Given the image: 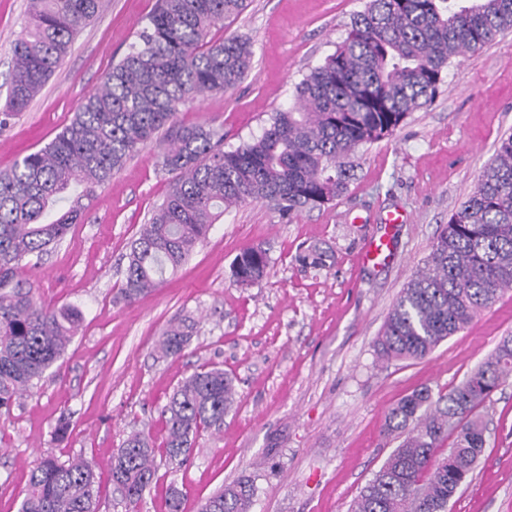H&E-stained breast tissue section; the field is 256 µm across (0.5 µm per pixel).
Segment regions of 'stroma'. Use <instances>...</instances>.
I'll use <instances>...</instances> for the list:
<instances>
[{"mask_svg": "<svg viewBox=\"0 0 512 512\" xmlns=\"http://www.w3.org/2000/svg\"><path fill=\"white\" fill-rule=\"evenodd\" d=\"M367 0H249L224 32L251 41L241 84L183 107L177 124L216 120L224 147L260 135L288 107L296 84L348 35ZM156 0H103L69 55L27 109L0 129V170L50 142L81 99L135 42ZM29 0H0V106L13 41ZM512 131V32L456 58L434 102L412 112L392 137L361 147L347 192L292 220L262 203L225 212L207 241L160 288L118 299L125 256L172 181L150 143L84 203L83 218L40 265L25 267L38 297L77 306L83 323L60 370L11 410L0 411V512H18L40 457L82 455L96 466L98 512H167L170 487L197 512L220 486L251 477L250 512H348L398 441L388 411L421 387L445 393L512 333V291L422 360L379 362L374 342L400 291L423 267L440 227L473 191L499 138ZM405 220L387 223L388 213ZM384 241L363 260L368 241ZM248 245L267 249L266 278L239 286L229 265ZM326 251L325 267L298 256ZM176 317L197 327L180 357L155 342ZM223 368L238 391L219 430L202 433L183 465L157 456L158 471L136 506L115 490L109 461L134 430L165 439L161 410L185 378ZM490 421L472 479L448 512H512V380L481 408ZM70 428L57 437L59 416Z\"/></svg>", "mask_w": 512, "mask_h": 512, "instance_id": "obj_1", "label": "stroma"}]
</instances>
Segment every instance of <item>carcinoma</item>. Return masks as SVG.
<instances>
[{
    "instance_id": "carcinoma-1",
    "label": "carcinoma",
    "mask_w": 512,
    "mask_h": 512,
    "mask_svg": "<svg viewBox=\"0 0 512 512\" xmlns=\"http://www.w3.org/2000/svg\"><path fill=\"white\" fill-rule=\"evenodd\" d=\"M247 0H158L128 52L79 104L44 147L0 171V409L63 359L81 322L75 307L42 301L19 274L29 257L60 244L83 211L82 198L107 184L126 161L175 125L180 107L205 92L235 88L252 59L248 42L215 39ZM100 0H29L13 43L9 111L23 110L69 54L74 36ZM512 31V0H368L347 38L296 87L293 103L262 134L224 149L212 122L176 129L160 153L175 174L163 202L126 254L121 287L127 303L160 287L195 254L224 211L247 202L273 207L285 220L344 194L360 147L390 135L432 103L443 72ZM64 200L66 208L58 207ZM268 252L245 246L233 283L261 281ZM512 289V133L500 139L472 194L434 239L423 269L394 302L375 348L382 361L422 360ZM194 332L186 318L162 333V356L179 357ZM512 378V334L462 382L438 397L422 387L388 412L385 430L400 442L360 491L350 512H447L473 476L486 445L479 408ZM236 388L219 368L196 371L169 396L162 415L165 458L184 464L200 433L224 424ZM452 440L448 451L441 446ZM157 473L155 444L133 431L110 460L112 481L129 504L142 500ZM95 466L81 456H47L31 470L19 512H96ZM254 481L217 490L199 512H250Z\"/></svg>"
}]
</instances>
